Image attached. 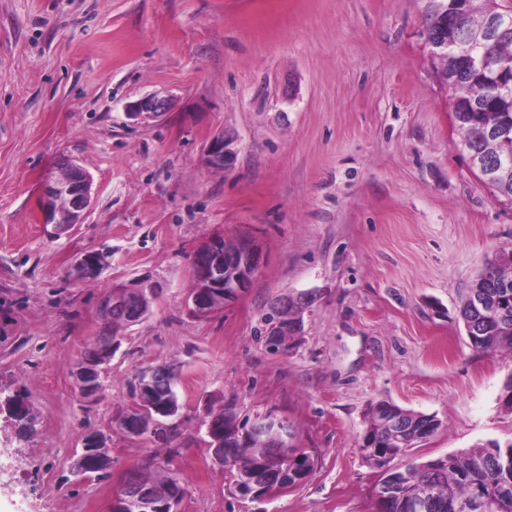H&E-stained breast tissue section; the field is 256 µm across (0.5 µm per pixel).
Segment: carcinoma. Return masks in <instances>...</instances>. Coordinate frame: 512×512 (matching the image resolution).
I'll list each match as a JSON object with an SVG mask.
<instances>
[{"label": "carcinoma", "instance_id": "carcinoma-1", "mask_svg": "<svg viewBox=\"0 0 512 512\" xmlns=\"http://www.w3.org/2000/svg\"><path fill=\"white\" fill-rule=\"evenodd\" d=\"M450 0H432L427 15V28L450 27L457 46L473 59L454 83L455 93L473 99L481 108L463 119L454 112L455 122L462 132L471 167L478 177L489 183L501 196L512 200V183L490 182L480 156L483 126L498 131L502 148L512 147V84L503 88L499 73L504 71L512 80V33L488 38L484 23L488 16L502 17L507 11L497 0H471L465 20L449 13ZM485 281L483 292L492 299L499 294H512V261L486 266L479 275ZM460 317L471 346L482 353L509 351L512 353V307L498 317L487 315L467 292L460 307ZM366 429L373 431L381 445L386 444L390 430L377 425L373 412L366 414ZM170 473L136 477V480L161 501L169 492ZM392 496L385 504L386 512H401L403 499L430 503L429 512H455L465 504L469 512H512V443L501 446L495 441L477 446L460 454H448L419 464L408 463L391 475Z\"/></svg>", "mask_w": 512, "mask_h": 512}]
</instances>
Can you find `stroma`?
Instances as JSON below:
<instances>
[{"label": "stroma", "mask_w": 512, "mask_h": 512, "mask_svg": "<svg viewBox=\"0 0 512 512\" xmlns=\"http://www.w3.org/2000/svg\"><path fill=\"white\" fill-rule=\"evenodd\" d=\"M430 0H0V512H109L145 464L176 471L179 512H380L359 438L386 399L442 422L406 459L512 442L500 395L512 356L476 352L459 319L475 276L512 246V202L474 173L426 40ZM173 108L134 121L147 95ZM236 139L230 167L210 141ZM92 203L54 237L37 206L61 160ZM249 239L247 293L208 319L186 298L211 235ZM105 253L99 277L70 274ZM159 285L121 328L103 390L84 402L74 362L107 326L102 297ZM308 297L296 345L273 353L263 318ZM178 370L177 437L118 422L138 375ZM286 422L315 460L287 492L251 502L207 447L210 411ZM91 429L108 434L103 480L69 469ZM105 266V255L99 250L79 254L72 265V275L81 281L95 280Z\"/></svg>", "instance_id": "35a3bbf8"}]
</instances>
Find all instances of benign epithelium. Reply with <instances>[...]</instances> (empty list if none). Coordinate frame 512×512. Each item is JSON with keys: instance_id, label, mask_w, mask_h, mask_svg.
Segmentation results:
<instances>
[{"instance_id": "7a95c632", "label": "benign epithelium", "mask_w": 512, "mask_h": 512, "mask_svg": "<svg viewBox=\"0 0 512 512\" xmlns=\"http://www.w3.org/2000/svg\"><path fill=\"white\" fill-rule=\"evenodd\" d=\"M428 44L432 56L446 61L448 71H456L464 65L465 59L453 49L448 36L436 35L428 39ZM169 109L167 99L152 96L130 103L128 114L142 120L160 116ZM234 157L231 139L220 135L211 140L208 146L210 164L225 167L232 164ZM90 202L91 184L85 169L71 162L62 163L44 180L40 203L42 222L52 227L54 235L65 233L81 223ZM260 260V251L250 240H240L229 250L224 245V237H209L196 250L193 260L194 288L189 295L192 312L200 319H207L238 299L251 288ZM104 266V253L88 250L77 256L72 275L77 280L91 281L100 275ZM156 294L154 286L142 283L114 288L100 303L101 315L122 326L139 323L149 314L151 298ZM279 306L284 310L291 309V315L269 325L267 341L270 347L285 352L303 332L307 302L285 297ZM116 344V338L103 337L94 357L74 365L72 376L77 388L82 390V397H97L101 366L112 359ZM172 380L173 373L167 366L150 368L140 374L134 403L120 420L131 437L151 435L166 440L180 409L178 400L171 393ZM374 411L381 423L392 429L391 445L399 444L408 419L378 407ZM218 424V419L211 418L207 430L208 447L216 464L227 472L232 470L237 457L233 452L235 448L260 456L263 463L262 470L234 485L240 498L263 501L303 482L311 474L308 455L300 448L291 447L288 429L282 421L271 416L256 417L250 421L248 431L242 434L234 429L223 430ZM106 441L108 435L105 432H91L73 460L72 470L88 477V459ZM149 507L146 492L130 481L113 492L112 512H139Z\"/></svg>"}]
</instances>
